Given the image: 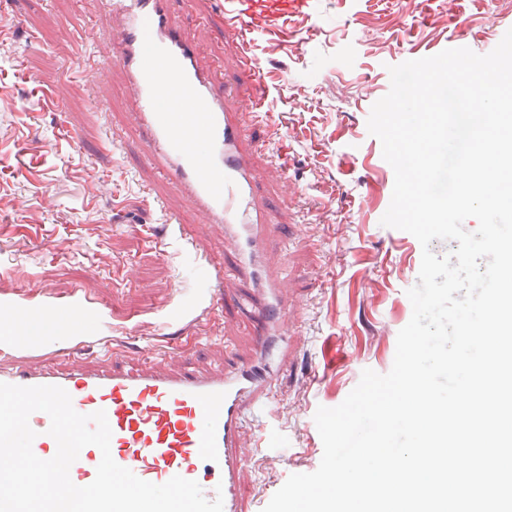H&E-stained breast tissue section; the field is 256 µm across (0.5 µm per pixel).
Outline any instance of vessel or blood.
<instances>
[{
    "label": "vessel or blood",
    "instance_id": "obj_1",
    "mask_svg": "<svg viewBox=\"0 0 512 512\" xmlns=\"http://www.w3.org/2000/svg\"><path fill=\"white\" fill-rule=\"evenodd\" d=\"M318 0H220L226 29L241 43V60L252 64L248 35L255 26L273 32L290 29L293 18L311 14ZM167 0H103L108 14L121 20L114 35V59L127 72L138 101L134 128L146 159L161 177L174 181L184 200L202 217L223 225L224 241L234 247L242 269L258 284L260 302L251 303L257 328L254 364L193 371L165 363L141 368L114 364L118 350L101 348L105 365L91 368L72 361L62 368L34 364V347L21 329L32 308L23 299L0 300V382L20 386L55 385L70 395L82 414L105 411L112 431L114 461L142 480L163 484L174 476L199 483L207 499L223 498V512H243L244 461L240 448L244 410L256 405L272 411L270 360H285L279 350L288 319L285 283L269 272L265 241L273 232L267 206L256 193L252 162L242 148L244 126L224 103L213 80L200 69L192 41L169 16ZM198 134L203 154L188 146ZM212 295L181 305L174 321L194 328L198 312L211 308ZM91 299L72 293L41 302V313L69 322L95 309ZM37 457H54L57 443L49 416L31 414ZM102 459L98 447H84L71 465L80 487L95 478Z\"/></svg>",
    "mask_w": 512,
    "mask_h": 512
}]
</instances>
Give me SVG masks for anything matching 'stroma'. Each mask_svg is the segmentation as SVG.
Masks as SVG:
<instances>
[{"mask_svg":"<svg viewBox=\"0 0 512 512\" xmlns=\"http://www.w3.org/2000/svg\"><path fill=\"white\" fill-rule=\"evenodd\" d=\"M168 8L246 125L277 226L269 254L289 307V362L273 389L278 442L256 452L260 428L250 420L243 448L244 512H261L290 475L317 470V408L341 404L364 369L389 372L412 316L407 291L422 248L380 223L395 175L367 128L390 89L388 68L448 48L491 52L512 28V0H320L312 17L295 18V36L255 30L253 72L239 67V42L215 0ZM113 54L101 0H8L0 10V297L36 303L78 289L102 305L80 335L42 339L51 367L66 363L56 349L77 344L97 364L107 328L125 347L123 366L168 353L201 371L238 365L251 353L253 321L241 304L254 284L237 270L223 227L147 163L120 64L103 73L86 64ZM261 88L266 126L251 114ZM167 210L179 224L164 223ZM185 237L223 264V285L209 287L181 253ZM207 287L216 303L198 334L176 337L169 310Z\"/></svg>","mask_w":512,"mask_h":512,"instance_id":"obj_1","label":"stroma"}]
</instances>
